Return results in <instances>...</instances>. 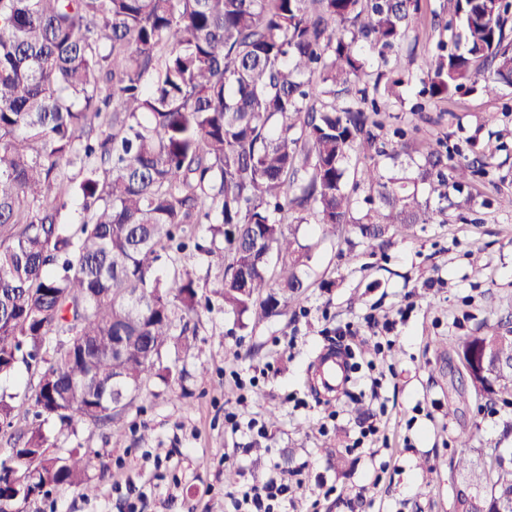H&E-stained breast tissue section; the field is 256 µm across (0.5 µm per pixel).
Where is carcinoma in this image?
<instances>
[{
  "label": "carcinoma",
  "mask_w": 512,
  "mask_h": 512,
  "mask_svg": "<svg viewBox=\"0 0 512 512\" xmlns=\"http://www.w3.org/2000/svg\"><path fill=\"white\" fill-rule=\"evenodd\" d=\"M463 53L425 58L427 92L448 99L512 84L509 15L500 0H451ZM418 0H0V377L45 363L36 416L112 422L146 379H170L171 354L193 347L202 310L195 256L215 272L224 308L259 323L285 314L303 288L293 226L353 235L371 250L391 226L438 213L406 185L360 181L379 204L350 215V151L386 154L376 100L340 104L364 72L365 49L392 48ZM481 68L474 67V64ZM438 140L420 177L448 198L478 170ZM80 179L57 187L61 167ZM83 219L63 218L65 198ZM207 225L211 240L196 228ZM277 256L278 266L270 268ZM172 271L159 272L161 261ZM55 343L45 358L43 349ZM472 391L512 406V330L483 323L457 340ZM39 428L0 458V512L45 484L89 490L87 453L41 458ZM453 474L484 492L452 496L453 512H512V457H471Z\"/></svg>",
  "instance_id": "1"
}]
</instances>
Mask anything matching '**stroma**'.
I'll return each instance as SVG.
<instances>
[{
    "instance_id": "stroma-1",
    "label": "stroma",
    "mask_w": 512,
    "mask_h": 512,
    "mask_svg": "<svg viewBox=\"0 0 512 512\" xmlns=\"http://www.w3.org/2000/svg\"><path fill=\"white\" fill-rule=\"evenodd\" d=\"M444 0H421L408 37L386 56L367 52L361 83L374 87L377 75L395 70L410 83L399 97L376 90L381 106L378 131L386 154L380 173L403 178L419 200L427 183L400 153L401 137L422 146L447 143L455 159L475 164L481 175L460 190H449L447 208L435 224L400 227L384 249L350 246L346 236L322 237L314 223L296 231L309 258L305 287L287 315L254 323L224 311L213 288L211 308L197 324L194 348L177 366L173 386L150 379L112 424L69 426L39 421L27 402L41 363L19 364L0 379V393L13 395L12 427L0 429V456L23 431L41 427L61 456L90 453V494L49 488L25 512H127L116 486L139 493L137 512H225L230 485L264 481L271 463L300 471L295 512H452L448 460L457 441L488 448H512L503 423L512 407L479 406L459 379L448 346L487 320L512 322V87L487 96L482 81L471 90L417 111L423 96L425 55L438 43H453L451 32L434 26L432 14ZM397 320L395 344L375 351L376 331ZM372 323L373 333L346 338L356 365L347 389L334 400L310 390L313 366L327 340L324 329ZM383 375L372 393L369 375ZM257 377L240 393L233 376ZM456 414H449V406ZM387 408V443L352 449L360 427ZM266 422V436L231 432L225 409ZM276 423H269V412ZM335 422H327L329 413ZM236 474L224 481L225 470Z\"/></svg>"
}]
</instances>
